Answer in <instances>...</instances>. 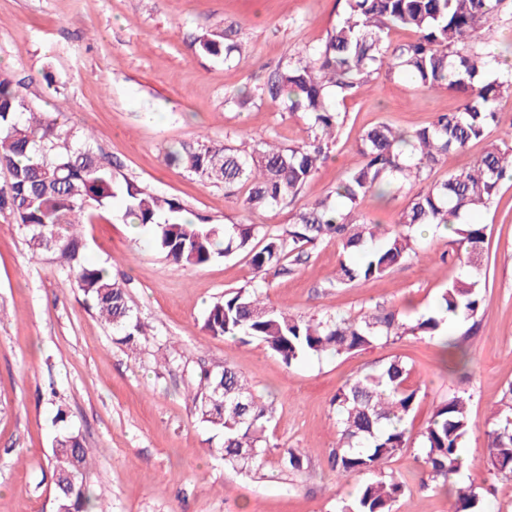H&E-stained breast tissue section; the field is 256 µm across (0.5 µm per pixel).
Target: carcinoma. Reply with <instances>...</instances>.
<instances>
[{"mask_svg": "<svg viewBox=\"0 0 512 512\" xmlns=\"http://www.w3.org/2000/svg\"><path fill=\"white\" fill-rule=\"evenodd\" d=\"M342 14L325 41L307 48L261 87V95L281 100L290 112H305L312 124L308 140L288 148L264 146L250 151L212 143H182L165 155L176 165L205 181L224 183L233 194L247 188L248 211L279 207L296 199L315 171L329 157L330 144L343 125L340 102L381 72L421 87L448 88L464 101L454 112L439 114L431 125L411 133L380 123L361 135V165L346 171L335 197L315 201L296 212L280 234L263 232L262 224H231L219 228L190 223L183 203L159 196L130 180H118L112 160L96 153L89 138L67 130L50 112H34L23 94V81L0 73V167L10 181L0 188V211L9 212L35 250H56L66 263L73 284L86 303L111 325L118 341L132 349L148 341L146 326L129 305L126 284L109 271L86 261L81 251L83 224L112 210L119 198L125 224L155 227L157 249L175 267H202L217 256L246 254L254 277L271 268L288 273L287 260L301 264L307 248L335 242L342 258L336 268V287L356 280L378 279L417 253L415 231L422 225L451 230L458 246L456 259L463 273L442 289L436 311L408 321L398 309H377L357 318L340 313L305 317L269 306L257 287L237 288L213 303L203 330L243 345L259 341L288 366L324 352L342 355L378 340L406 335L441 340L442 362L466 365L465 355L451 336H442L451 320L468 322L484 307L483 256L487 225L461 222L466 214L488 209L502 183L512 180V145L489 144L474 163L413 192L450 153L485 140L501 128L499 99L512 92V71L490 77L503 60L478 47L479 32L493 20L504 0H341ZM392 28L413 31L417 38L394 44ZM201 50L240 60L232 32H214L200 40ZM407 191L409 199L399 224L359 222L355 209L365 197ZM262 238L263 246L253 242ZM411 369L395 357L380 369L345 381L332 399L339 440L332 451L336 476L369 475L356 497L341 512H395L405 484L385 474L383 465L407 449L405 420L414 410L420 387L410 382ZM189 397L199 423L223 438L211 453L224 463L259 470L267 449L278 444L267 434L273 405L254 393L231 365L203 369ZM466 393L440 402L422 432L415 457L420 485L448 487L450 512H479L480 500L470 487L448 486L461 467V448L470 431ZM488 459L495 474H512V382L504 388L501 408L486 432ZM304 455L287 449L282 465L295 473ZM48 468L54 484L55 512H112L87 477L90 460L79 436L55 439Z\"/></svg>", "mask_w": 512, "mask_h": 512, "instance_id": "obj_1", "label": "carcinoma"}]
</instances>
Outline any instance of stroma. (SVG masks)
Returning <instances> with one entry per match:
<instances>
[{
	"mask_svg": "<svg viewBox=\"0 0 512 512\" xmlns=\"http://www.w3.org/2000/svg\"><path fill=\"white\" fill-rule=\"evenodd\" d=\"M341 8L340 0H0V71L26 80L35 111H63L72 130L92 133L96 151L120 176L178 198L196 220L261 224L277 234L361 164L364 131L384 122L411 132L462 103L445 88L379 76L341 103L344 123L327 161L292 203L276 209L248 212L223 185L166 164L167 151L182 141L245 149L305 141L311 121L304 113L266 97L239 109L228 98L322 44ZM227 27L242 48L239 64L229 67L199 47L203 35ZM478 41L512 62V9L498 13ZM478 219L488 226L485 306L476 333L465 336L464 375L440 369L435 343L417 336L291 366L259 342L210 336L205 311L225 291L250 285L248 259L177 268L154 248L151 228L134 232L108 216L84 225L82 246L126 283L148 328L150 341L127 349L69 282L58 254L33 252L14 217L0 213V512H54L51 385L68 406V429L82 435L92 457L89 481L112 512H336L364 479L344 481L331 469L338 440L331 400L347 379L396 356L420 389L405 424L408 449L384 467L406 484L397 512H448L446 493L420 488L415 457L435 406L460 392L471 396V430L458 480L494 512H512V477L491 471L485 436L512 382V181ZM449 239L440 229L423 233L417 259L341 288L333 284L336 245H318L292 273L269 272L268 301L307 317L329 311L354 318L379 306L418 317L460 273ZM224 364L274 403L269 434L276 446L261 470L243 472L214 455L222 438L198 422L186 396L201 367ZM287 447L306 452L298 474L281 465Z\"/></svg>",
	"mask_w": 512,
	"mask_h": 512,
	"instance_id": "35a3bbf8",
	"label": "stroma"
}]
</instances>
